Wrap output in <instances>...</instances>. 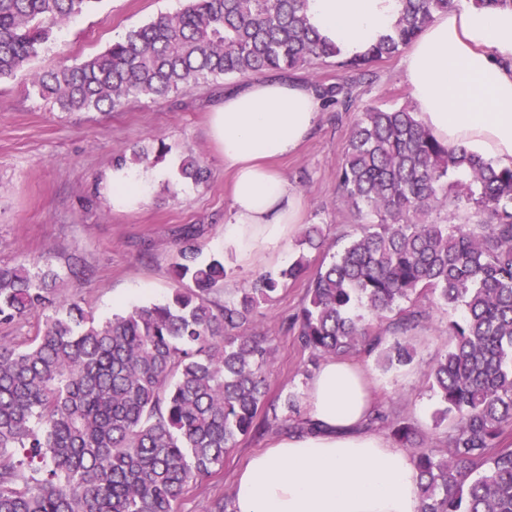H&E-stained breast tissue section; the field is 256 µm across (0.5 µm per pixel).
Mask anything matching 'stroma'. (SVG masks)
I'll use <instances>...</instances> for the list:
<instances>
[{
	"label": "stroma",
	"mask_w": 512,
	"mask_h": 512,
	"mask_svg": "<svg viewBox=\"0 0 512 512\" xmlns=\"http://www.w3.org/2000/svg\"><path fill=\"white\" fill-rule=\"evenodd\" d=\"M186 0H101L93 10L64 25L24 68L0 82V265L25 254L51 264L65 280L62 299L75 300L105 318L135 306L164 300L176 283L173 263L181 229L199 225L203 257L222 256L226 275L212 301L236 296L262 269L288 267L299 255V234L281 252L240 261L224 247V226L231 219L232 173L213 144L208 114L227 89L244 85L241 77L220 78L166 98L129 100L117 112H64L37 96L30 84L35 72L84 60L104 51L127 31L158 15L172 13ZM399 58L378 62L366 93L350 111H323L311 137L287 158L276 161L303 206L302 221L324 227L326 242L308 252L310 270L328 264L334 253L358 233L360 217L337 194V172L350 130L372 105L411 103ZM165 141L170 147L157 164L163 179L150 182L147 198L126 212L112 207L109 182L113 161L133 148ZM199 156L210 168L209 185L198 187L179 174L181 158ZM79 257L86 277H67L68 261ZM307 283H288L277 298L261 305L251 328L272 338L268 400L283 403L288 393L304 395L312 373L308 358L286 319L302 305ZM414 349L411 364L383 369L365 352L349 359L367 370L375 383L378 409L411 423L427 448H445L447 426H435V400L427 374L449 349L448 311L431 307L429 318L408 332ZM269 425L259 438L240 439L224 457L223 467L189 487L178 512H212L216 501L232 502L234 482L248 457L282 437Z\"/></svg>",
	"instance_id": "35a3bbf8"
}]
</instances>
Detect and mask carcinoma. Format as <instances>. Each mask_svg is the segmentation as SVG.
<instances>
[{
  "mask_svg": "<svg viewBox=\"0 0 512 512\" xmlns=\"http://www.w3.org/2000/svg\"><path fill=\"white\" fill-rule=\"evenodd\" d=\"M101 2L0 0V80ZM458 2L401 0L393 33L341 60L309 26L306 0H187L96 55L34 73L31 86L64 112H115L132 96L336 58L343 77L313 88L324 108L341 112L366 92L367 67L400 53ZM167 153L160 138L156 151L114 163L148 168ZM180 173L198 186L210 180L194 155ZM337 178L365 223L310 277L289 327L314 363L377 350L382 364L407 365L414 350L403 336L429 317L418 301L463 308L448 317L453 344L428 373L440 401L435 423L451 429L445 449L414 460L420 512H512V450L498 448L512 424V166L439 142L408 105H376L351 129ZM446 201L470 211L465 222L430 220ZM199 235L194 224L182 228L166 301L102 321L60 299L50 264L22 256L0 266V325L44 316L24 346L0 336V512H177L193 482L223 467L240 438L261 433L271 337L248 327L308 264L301 255L278 273L259 272L219 305L210 295L224 263L201 258ZM325 241L322 225L309 224L300 246ZM388 315L390 342L371 331ZM372 422L417 442L414 426L383 411Z\"/></svg>",
  "mask_w": 512,
  "mask_h": 512,
  "instance_id": "carcinoma-1",
  "label": "carcinoma"
}]
</instances>
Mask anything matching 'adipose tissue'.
I'll return each mask as SVG.
<instances>
[{
  "instance_id": "obj_1",
  "label": "adipose tissue",
  "mask_w": 512,
  "mask_h": 512,
  "mask_svg": "<svg viewBox=\"0 0 512 512\" xmlns=\"http://www.w3.org/2000/svg\"><path fill=\"white\" fill-rule=\"evenodd\" d=\"M400 10V0L306 4L310 26L344 58L391 34ZM401 65L416 112L439 142L512 163V10H449L407 47ZM321 111L310 84L281 77L252 80L213 109L210 136L234 174L224 246L240 258L281 249L299 223L300 199L268 162L295 152ZM374 411L366 372L327 359L306 389L312 430L250 457L234 512H418L414 463L367 429Z\"/></svg>"
}]
</instances>
